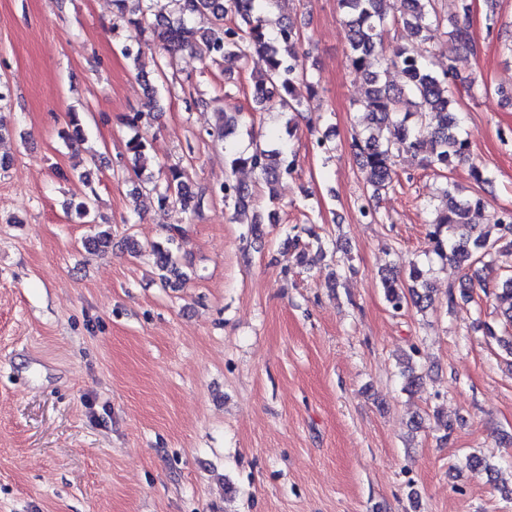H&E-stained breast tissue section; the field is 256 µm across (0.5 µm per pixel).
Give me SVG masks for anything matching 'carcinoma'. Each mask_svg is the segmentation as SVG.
Returning a JSON list of instances; mask_svg holds the SVG:
<instances>
[{"instance_id":"cac0c4a2","label":"carcinoma","mask_w":512,"mask_h":512,"mask_svg":"<svg viewBox=\"0 0 512 512\" xmlns=\"http://www.w3.org/2000/svg\"><path fill=\"white\" fill-rule=\"evenodd\" d=\"M179 14L171 18L157 9V0H113L114 18L112 30L128 32L122 51L128 58L138 59L143 52L144 33L152 36V42L164 53L190 50L212 62L223 60L245 68L249 57L260 55L266 60V69L254 81L252 100L261 110L276 108L284 114L300 112L304 98L299 86L313 94L317 83L312 74L300 62L296 47L300 32L294 23L283 18L278 21L277 31L270 34L267 13L278 6L281 0H177ZM462 18L456 20L450 32L451 49L448 57L438 69L418 51L400 47L391 56L382 54V32L392 23L401 25L420 42L430 39L432 29L439 27L441 17L436 0H337L348 47L350 67L366 75L367 89L361 100L362 120L360 128L352 137V147L360 160L370 195L361 200L360 214L378 220L377 211L370 203L380 198L382 192L392 187L395 176V158L403 153L421 157L428 166L446 168L455 161L470 159L469 144L463 137L460 113L455 106L452 88L458 86L459 74L455 65L453 49L462 47L473 55L481 48L475 40L469 21L470 6L467 0H458ZM404 74L403 84L396 85L388 78L390 69ZM148 99L147 111L126 115L125 124L137 128L147 124L153 116L151 107L156 102L158 87L153 81L144 80ZM243 113H224V124L207 132V136L228 149L231 171L248 168L256 176V183L268 189L269 203L276 204L274 186L293 173L296 155L290 146L294 126L286 122L285 136L275 144H265L257 139L254 127H249L252 139L249 151H237L229 138L242 126ZM67 143L83 140L82 117L71 108L66 112ZM131 163L146 156L147 142L140 136L131 137L126 143ZM132 176L139 181L137 193L156 195L158 208L165 211L178 208L184 213H195L201 206V196L192 191L184 180V170L178 165L164 172L163 182L153 181V176H143V168L133 167ZM80 179L89 187L77 201L68 205L67 214L79 224L95 223V189L91 187L90 172L80 174ZM224 199V205L241 214L253 210L252 219L243 236L247 246L262 241L264 218L253 209L255 191L227 175L224 183L213 190ZM484 205L482 198L475 196L462 199L447 189L445 207L438 210L435 220L429 224L427 240L429 252L463 268L496 253L497 241L487 236L462 232L470 226L472 207ZM499 239L512 247V211L504 210L493 216ZM163 243L151 246L149 254L153 263L162 271L161 280L166 285L180 283L187 274L178 264L176 251L184 239L181 227L171 224L167 228ZM288 244L296 251V262L307 264L310 244L301 242L300 233L288 237ZM385 300L392 312L398 314L408 305L422 309L433 302V291L429 287L427 271L414 265L407 281L394 276L382 277ZM503 305V316L512 325V275L505 278L501 288L492 292ZM419 350L410 345L404 354L402 365L403 389L411 392L421 387L423 377L416 371ZM465 467L474 473L484 474L491 484L498 474L495 465L486 459L469 455Z\"/></svg>"}]
</instances>
